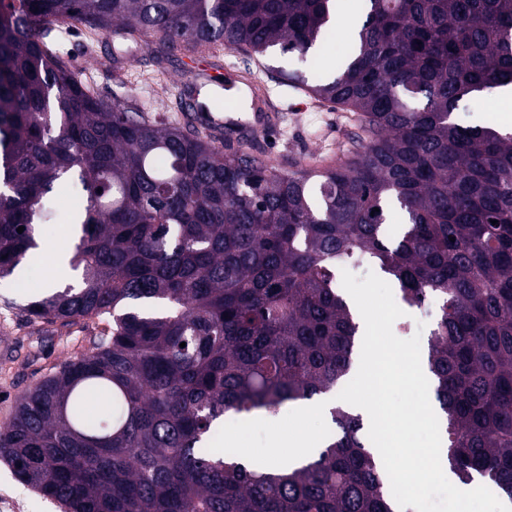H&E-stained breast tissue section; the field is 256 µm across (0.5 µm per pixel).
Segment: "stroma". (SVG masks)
<instances>
[{
  "label": "stroma",
  "mask_w": 512,
  "mask_h": 512,
  "mask_svg": "<svg viewBox=\"0 0 512 512\" xmlns=\"http://www.w3.org/2000/svg\"><path fill=\"white\" fill-rule=\"evenodd\" d=\"M57 49L78 79L100 99L138 105L149 114L170 121L179 119L180 88L197 69L186 45L161 64L147 51L136 48L127 50L121 62H113L111 33H94L79 24L59 25ZM295 65L287 54H276L258 63L242 51H222L215 67L208 70L209 80L201 87L200 98L232 110L239 108V101L232 99L219 81L251 70L264 85L282 120L276 129L260 133L247 144V151L288 171L346 160L360 132L357 113L282 85L279 69ZM53 261L50 252H40L37 260L24 268V293L15 295L10 304L0 299V344L8 348L7 355H0V423L8 419L26 389L86 352L89 336L103 328L96 320L64 327H39L25 322L18 307L26 303L28 290L42 282L45 268ZM0 512H65V508L22 484L12 468L0 461Z\"/></svg>",
  "instance_id": "obj_1"
}]
</instances>
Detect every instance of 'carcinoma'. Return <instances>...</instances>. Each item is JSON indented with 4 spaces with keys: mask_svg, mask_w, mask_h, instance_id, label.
Returning <instances> with one entry per match:
<instances>
[{
    "mask_svg": "<svg viewBox=\"0 0 512 512\" xmlns=\"http://www.w3.org/2000/svg\"><path fill=\"white\" fill-rule=\"evenodd\" d=\"M336 2L0 0V287L21 286L57 218L46 202L75 182L82 286L19 311L107 324L0 424V459L68 512H393L342 401L298 469L208 449L227 416L342 386L360 328L338 281L349 262L378 265L413 307L438 300L428 368L448 462L512 499V134L452 119L464 97L512 84V0H361L346 59L281 72L359 113V149L322 169L108 104L51 47L74 21L158 59L187 43L305 60Z\"/></svg>",
    "mask_w": 512,
    "mask_h": 512,
    "instance_id": "carcinoma-1",
    "label": "carcinoma"
}]
</instances>
